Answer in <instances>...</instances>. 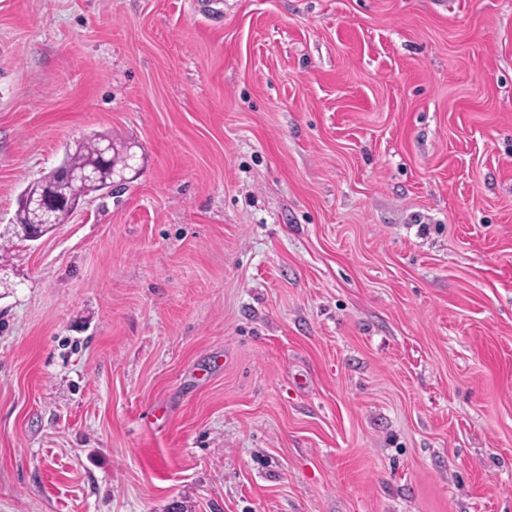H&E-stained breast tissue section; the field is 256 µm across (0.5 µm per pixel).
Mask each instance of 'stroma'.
<instances>
[{
	"mask_svg": "<svg viewBox=\"0 0 512 512\" xmlns=\"http://www.w3.org/2000/svg\"><path fill=\"white\" fill-rule=\"evenodd\" d=\"M0 512H512V0H0ZM108 146V150L101 152V149ZM136 154L126 150L121 156L112 146V139L100 134L87 136L65 149L62 164L57 167L58 173L52 184L58 185L68 198V204L54 208L53 223L50 218L51 210L46 206L43 196L34 192L26 196V203L43 214L44 224H50L51 229L58 224H64L73 209L78 207L87 196L93 193L107 192L110 179L89 182L81 178L80 173L91 166L100 167L107 173H113L118 164L119 171L135 170L134 161ZM32 184L33 183L27 184L26 187L24 188V190L29 188ZM23 191H22V193H23ZM22 193L20 194V198H19V202H18V210H17V214H16V219H15V222L12 224L14 231L11 233L5 232L4 234L0 235L1 247L3 246L4 248H7V250H9L11 247H13L15 245L14 239H17L18 241H24V240H21L20 237L17 235L18 231H23V230L36 231V230L40 229L43 225L41 220L38 218H35L33 215V212L30 211L28 209V207L22 203V201H21ZM2 242H3V245H2Z\"/></svg>",
	"mask_w": 512,
	"mask_h": 512,
	"instance_id": "obj_1",
	"label": "stroma"
}]
</instances>
